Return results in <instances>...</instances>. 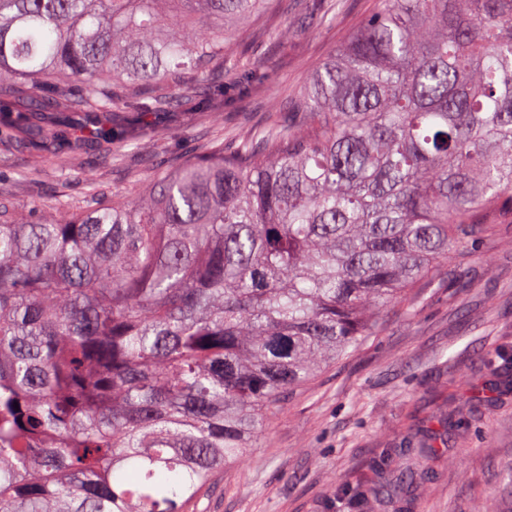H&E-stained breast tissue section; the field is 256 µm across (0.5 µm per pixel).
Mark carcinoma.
<instances>
[{"mask_svg": "<svg viewBox=\"0 0 512 512\" xmlns=\"http://www.w3.org/2000/svg\"><path fill=\"white\" fill-rule=\"evenodd\" d=\"M276 0H0V135L154 143ZM268 127L62 220L0 190V512H188L267 411L512 215V0H376ZM79 112L80 127L51 113ZM512 388V355L490 371Z\"/></svg>", "mask_w": 512, "mask_h": 512, "instance_id": "cac0c4a2", "label": "carcinoma"}]
</instances>
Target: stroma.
I'll use <instances>...</instances> for the list:
<instances>
[{
    "instance_id": "1",
    "label": "stroma",
    "mask_w": 512,
    "mask_h": 512,
    "mask_svg": "<svg viewBox=\"0 0 512 512\" xmlns=\"http://www.w3.org/2000/svg\"><path fill=\"white\" fill-rule=\"evenodd\" d=\"M374 7L322 0L300 16L280 12L246 48L223 109L157 115L163 145L123 162L51 158L34 175L31 150L0 140V186L25 214L54 213L93 186L138 196L157 167L231 139L242 124L268 123ZM497 221L496 237L469 255L450 253L434 284L384 310L378 335L272 409L256 447L225 467L193 512H337L342 492L399 480L404 493L371 498L368 512H512V482L503 479L512 469V393L487 389L490 358L512 351V217ZM466 411L468 426L450 427ZM434 447L438 456L422 464V449ZM383 448L398 454L381 470Z\"/></svg>"
}]
</instances>
